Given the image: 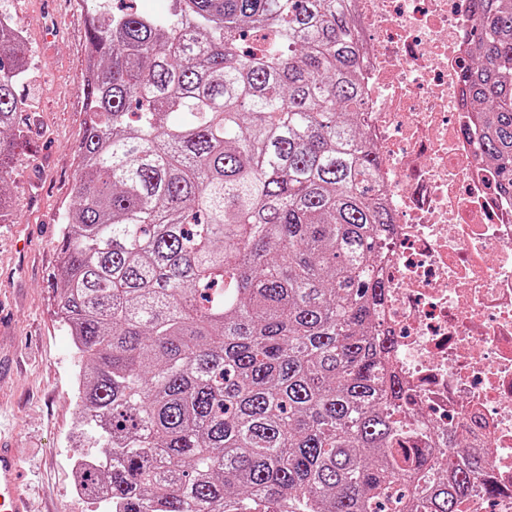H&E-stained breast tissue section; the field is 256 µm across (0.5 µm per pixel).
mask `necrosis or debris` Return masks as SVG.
I'll list each match as a JSON object with an SVG mask.
<instances>
[{
    "mask_svg": "<svg viewBox=\"0 0 512 512\" xmlns=\"http://www.w3.org/2000/svg\"><path fill=\"white\" fill-rule=\"evenodd\" d=\"M366 122L394 217L380 327L411 445L487 455L463 512H512V202L478 155L457 75L470 0H350ZM498 493L487 500L486 483Z\"/></svg>",
    "mask_w": 512,
    "mask_h": 512,
    "instance_id": "1",
    "label": "necrosis or debris"
}]
</instances>
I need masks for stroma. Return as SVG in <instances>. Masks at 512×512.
<instances>
[{"label": "stroma", "instance_id": "stroma-1", "mask_svg": "<svg viewBox=\"0 0 512 512\" xmlns=\"http://www.w3.org/2000/svg\"><path fill=\"white\" fill-rule=\"evenodd\" d=\"M0 0V15L23 27L28 69L18 122L29 151L15 160L7 189L17 223L0 224V426L13 430L23 483L39 512H102L71 492L73 454L99 456L81 426L74 379L81 365L55 315L59 223L74 195L84 120L88 12L79 0Z\"/></svg>", "mask_w": 512, "mask_h": 512}]
</instances>
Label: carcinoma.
I'll return each instance as SVG.
<instances>
[{
    "instance_id": "obj_1",
    "label": "carcinoma",
    "mask_w": 512,
    "mask_h": 512,
    "mask_svg": "<svg viewBox=\"0 0 512 512\" xmlns=\"http://www.w3.org/2000/svg\"><path fill=\"white\" fill-rule=\"evenodd\" d=\"M89 11L57 316L107 512H462L477 454L410 448L374 313L393 216L349 0ZM460 80L512 198V0ZM0 19V183L29 142Z\"/></svg>"
}]
</instances>
